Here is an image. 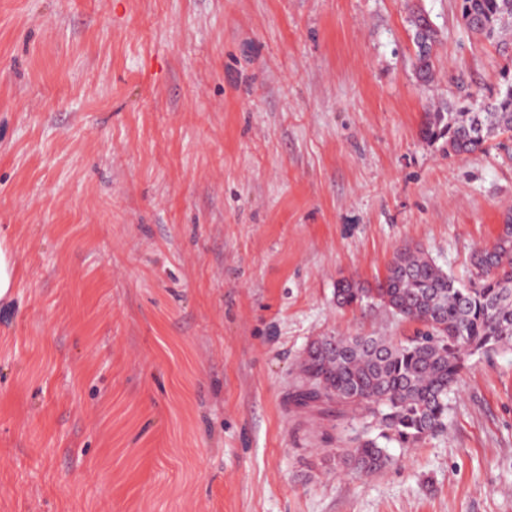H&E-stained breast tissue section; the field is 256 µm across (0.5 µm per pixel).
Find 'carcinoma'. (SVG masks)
Wrapping results in <instances>:
<instances>
[{
    "label": "carcinoma",
    "mask_w": 512,
    "mask_h": 512,
    "mask_svg": "<svg viewBox=\"0 0 512 512\" xmlns=\"http://www.w3.org/2000/svg\"><path fill=\"white\" fill-rule=\"evenodd\" d=\"M460 18L472 32L508 52L512 0H461ZM411 11L416 70L428 81L434 42ZM512 132V71L505 70L494 99L471 108L430 112L424 139L444 140L448 154L483 152ZM491 254L476 278L459 284L417 251H398L373 290L340 281L342 306L371 298L423 329L404 340L336 336L313 342L302 364L303 381L293 401L336 404V432L353 470L371 473L390 465L389 446L409 448L448 429L449 395L458 389L469 360L512 346V239L475 252ZM360 417L359 428L349 421Z\"/></svg>",
    "instance_id": "carcinoma-1"
}]
</instances>
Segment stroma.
Masks as SVG:
<instances>
[{"instance_id": "35a3bbf8", "label": "stroma", "mask_w": 512, "mask_h": 512, "mask_svg": "<svg viewBox=\"0 0 512 512\" xmlns=\"http://www.w3.org/2000/svg\"><path fill=\"white\" fill-rule=\"evenodd\" d=\"M458 13L0 0V512H512V348L369 474L333 412L288 401L311 341L418 329L338 306V281L376 287L408 246L468 280L512 210V137L457 157L421 135L506 63ZM422 10L416 9L411 11L410 30L412 31V40L416 48V70L419 78L427 82L433 73V56L432 49L436 41L428 39L420 29L423 18ZM4 241L5 237H3L2 245L0 244V298H4L11 293L15 271L13 257L8 247L4 245Z\"/></svg>"}]
</instances>
